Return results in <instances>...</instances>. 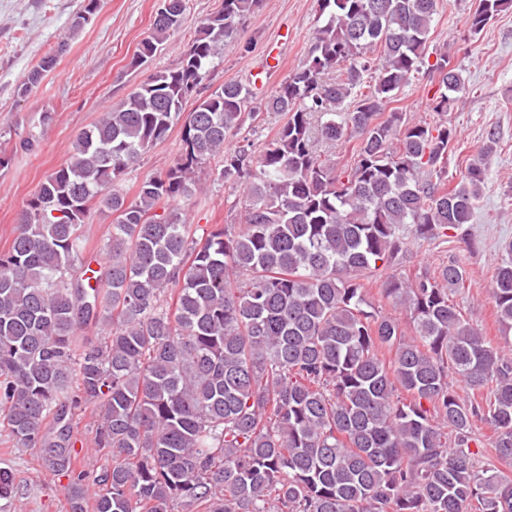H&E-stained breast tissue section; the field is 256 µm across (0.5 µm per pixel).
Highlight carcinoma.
Here are the masks:
<instances>
[{"label":"carcinoma","mask_w":512,"mask_h":512,"mask_svg":"<svg viewBox=\"0 0 512 512\" xmlns=\"http://www.w3.org/2000/svg\"><path fill=\"white\" fill-rule=\"evenodd\" d=\"M260 3L224 0L178 67L83 129L26 201L0 251V428L69 478V512H512L501 470L512 464V258L490 289L503 347L453 302L462 265L411 279L396 269L411 240L451 231L474 248L465 224L482 168L445 187L455 129L384 113L424 67L438 78L432 111L460 100L451 57L426 56L437 0H320L309 59L266 101L286 122L259 151L228 150L255 116L249 86L184 105ZM511 7L475 0L469 33ZM185 11L186 0H163L131 67L180 31ZM330 70L339 77L326 82ZM316 112L330 118L315 133ZM180 119L179 155L127 202L121 176ZM342 138L356 146L338 173L318 143ZM216 158L220 177L244 185L235 234L200 231L166 205L191 200ZM93 205L115 218L89 278ZM364 274L381 278L378 306ZM383 303L404 309L412 333ZM456 380L475 394L461 397ZM88 408L95 447L112 457L96 475L74 466Z\"/></svg>","instance_id":"1"}]
</instances>
